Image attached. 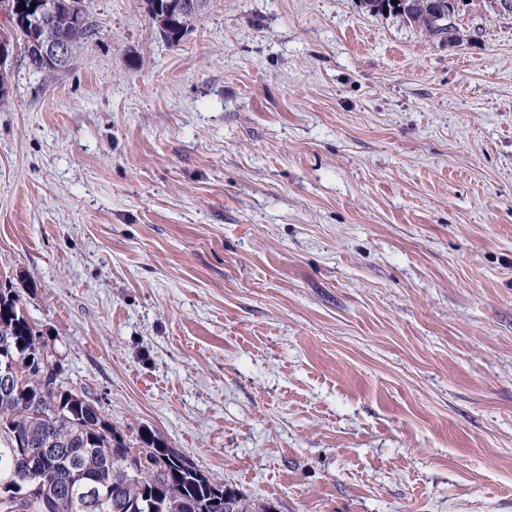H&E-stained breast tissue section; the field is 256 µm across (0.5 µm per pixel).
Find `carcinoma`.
Masks as SVG:
<instances>
[{"label": "carcinoma", "instance_id": "cac0c4a2", "mask_svg": "<svg viewBox=\"0 0 512 512\" xmlns=\"http://www.w3.org/2000/svg\"><path fill=\"white\" fill-rule=\"evenodd\" d=\"M363 0L368 12L394 15L429 37L448 39V18L464 0ZM58 27L75 47L96 35L87 0H59ZM87 16L80 27L65 26L69 14ZM160 35L176 45L189 33L196 13L168 16L150 10ZM41 335L24 313L18 292L0 287V355L25 366V381L8 393L0 388V512H80L86 483L97 486L107 512H251L239 490L208 478L155 432L141 429L130 439L116 430L83 396L65 387L62 363L45 356ZM56 412H48V408ZM139 456L151 466L131 478Z\"/></svg>", "mask_w": 512, "mask_h": 512}]
</instances>
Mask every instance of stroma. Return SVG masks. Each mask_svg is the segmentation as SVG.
Listing matches in <instances>:
<instances>
[{
  "mask_svg": "<svg viewBox=\"0 0 512 512\" xmlns=\"http://www.w3.org/2000/svg\"><path fill=\"white\" fill-rule=\"evenodd\" d=\"M0 109V282L118 431L274 512H512V16L147 0ZM154 0H148L150 4V13L154 23L157 25L160 35L170 44H179L189 33L191 22L196 17L197 12L187 11L197 7L196 0H179L169 3L171 7H177L185 12L167 16L165 13H157L153 8ZM419 10L412 11L409 4L413 0H363L368 12L377 15H394L423 30L429 37L448 40V34L455 30V24L448 26V16H456L460 12V3L465 0H421ZM416 14V17L413 16Z\"/></svg>",
  "mask_w": 512,
  "mask_h": 512,
  "instance_id": "stroma-1",
  "label": "stroma"
}]
</instances>
